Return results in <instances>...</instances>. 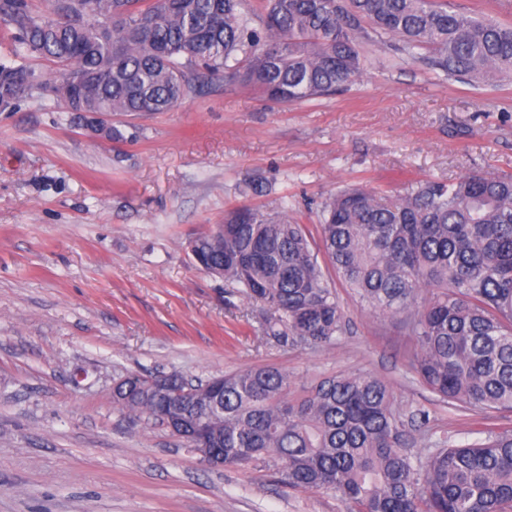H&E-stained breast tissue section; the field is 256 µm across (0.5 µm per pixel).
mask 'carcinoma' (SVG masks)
<instances>
[{
	"instance_id": "1",
	"label": "carcinoma",
	"mask_w": 512,
	"mask_h": 512,
	"mask_svg": "<svg viewBox=\"0 0 512 512\" xmlns=\"http://www.w3.org/2000/svg\"><path fill=\"white\" fill-rule=\"evenodd\" d=\"M243 0H0L13 28L0 90L21 103L70 99L73 112H166L200 92L208 76L252 85L292 103L353 85L368 43L392 42L448 80L480 85L512 74V27L448 9L444 0H261L262 27ZM54 63L47 77L25 63ZM224 232L197 237L207 268L263 306L266 333L317 347L346 320L310 237L284 213L234 208ZM322 251L361 306L403 317L419 351L413 368L448 406L512 409V177L469 172L429 180L392 202L351 186L323 204ZM224 381L209 422L224 465L260 458L281 465L291 488L333 489L351 512H512V432L465 445L444 442L416 469L413 437L392 389L367 372L327 378L298 398L288 375L259 366L170 388ZM158 376L127 375L114 403L165 425V396L143 388Z\"/></svg>"
}]
</instances>
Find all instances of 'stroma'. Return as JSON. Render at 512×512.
<instances>
[{
	"label": "stroma",
	"instance_id": "35a3bbf8",
	"mask_svg": "<svg viewBox=\"0 0 512 512\" xmlns=\"http://www.w3.org/2000/svg\"><path fill=\"white\" fill-rule=\"evenodd\" d=\"M367 51L362 80L333 95L284 104L215 78L171 111L113 115L117 142L61 121L53 100L0 112V512H347L333 490L282 486L273 463L206 465L119 410L112 388L131 371L272 366L293 397L369 372L392 387L421 459L440 440L512 430L510 410L441 402L401 319L344 285L346 332L306 348L268 338L260 305L192 258L190 241L236 207L287 210L313 233L349 185L392 201L419 181L512 175V83L439 81L391 46Z\"/></svg>",
	"mask_w": 512,
	"mask_h": 512
}]
</instances>
